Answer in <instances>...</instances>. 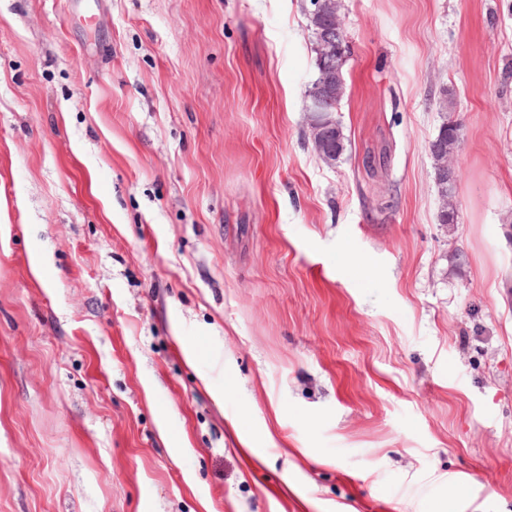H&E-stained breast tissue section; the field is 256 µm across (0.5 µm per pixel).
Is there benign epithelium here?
<instances>
[{"instance_id":"1","label":"benign epithelium","mask_w":512,"mask_h":512,"mask_svg":"<svg viewBox=\"0 0 512 512\" xmlns=\"http://www.w3.org/2000/svg\"><path fill=\"white\" fill-rule=\"evenodd\" d=\"M307 16L313 23L314 34L321 45L319 76L306 92L304 111L312 141L325 147L327 163H334V152L330 145L335 143L338 128L331 112L333 89L336 77L340 75L345 62L344 48L348 44L343 19L336 7L326 5V0H309ZM429 152L435 161V176L439 181L452 182L455 179L454 149H446L440 141L429 144Z\"/></svg>"}]
</instances>
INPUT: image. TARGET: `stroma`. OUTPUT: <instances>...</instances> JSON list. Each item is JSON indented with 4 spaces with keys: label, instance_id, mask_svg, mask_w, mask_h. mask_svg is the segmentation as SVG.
<instances>
[{
    "label": "stroma",
    "instance_id": "obj_1",
    "mask_svg": "<svg viewBox=\"0 0 512 512\" xmlns=\"http://www.w3.org/2000/svg\"><path fill=\"white\" fill-rule=\"evenodd\" d=\"M338 5L330 166L308 0H0V512H512V0ZM336 5L335 0H331ZM327 1L309 0L310 7L306 10L307 16L313 23L314 34L320 43L321 55L319 60V76L306 92L304 111L307 112L306 124L309 136L317 146H324L328 164H336L333 159L334 152L329 149L334 145L339 127L343 152L346 151L345 137L342 127L331 112L333 105V89L336 86L335 112L346 94V80L342 71V80L336 84V77L340 76L341 67L345 62L344 48L348 44L343 19L337 5L327 7ZM345 142V145H344ZM313 143V144H314ZM342 152V154H343ZM341 154V155H342ZM340 155V156H341ZM339 157H336L338 160ZM447 131L448 134L444 136L443 143L448 150L441 145L440 140H432L429 144V152L435 161L436 180L439 179L440 182H453L455 179V147L449 148L452 142H448V135L457 144L461 138V126L456 122H448Z\"/></svg>",
    "mask_w": 512,
    "mask_h": 512
}]
</instances>
